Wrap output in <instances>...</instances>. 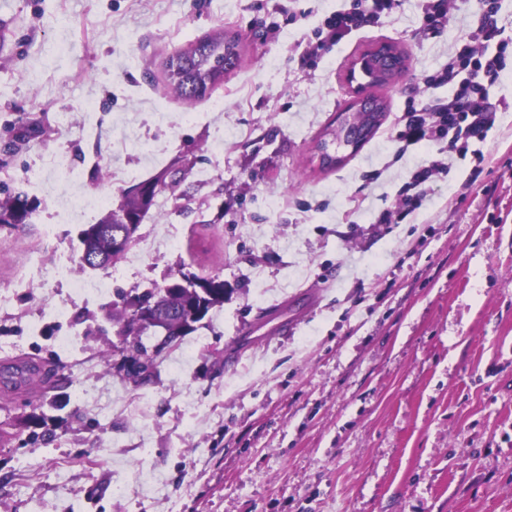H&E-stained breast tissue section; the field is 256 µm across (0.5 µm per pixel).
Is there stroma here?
<instances>
[{"label":"stroma","instance_id":"stroma-1","mask_svg":"<svg viewBox=\"0 0 512 512\" xmlns=\"http://www.w3.org/2000/svg\"><path fill=\"white\" fill-rule=\"evenodd\" d=\"M341 5L0 0V179L24 188L34 166L45 178L28 193V229L0 231V286L24 273L22 246L78 255L79 223L56 216L72 192L51 165L63 152L83 190L113 207L172 162L191 167L184 198L138 229L161 240L158 255L112 267L113 288L140 294L183 268L231 290L139 389L104 319L112 295L86 302L64 281L15 295L0 311V365L52 362L69 331L88 360L110 358L96 403L70 397L46 421L40 382H0V422L14 425L0 444V512H512V110L452 155L419 209L381 223L430 152L397 156V122L408 100L431 97L425 76L477 18L470 0H452L432 38L419 0H400L307 62L306 41ZM220 28L239 35V66L212 98L167 93L165 59ZM383 43L404 52L402 75L373 85L351 74ZM357 85L389 110L371 139L332 146L340 162L321 168L314 146ZM32 121L42 133L5 151ZM101 163L119 180L105 184ZM59 301L72 323L26 335V320ZM254 325L258 341L236 348ZM33 432L50 439L29 444ZM120 476L137 478L135 494L113 495Z\"/></svg>","mask_w":512,"mask_h":512}]
</instances>
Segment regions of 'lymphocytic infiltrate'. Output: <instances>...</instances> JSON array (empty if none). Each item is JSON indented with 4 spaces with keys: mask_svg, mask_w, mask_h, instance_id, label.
<instances>
[{
    "mask_svg": "<svg viewBox=\"0 0 512 512\" xmlns=\"http://www.w3.org/2000/svg\"><path fill=\"white\" fill-rule=\"evenodd\" d=\"M398 5L399 0H351L326 18L324 31L307 45L308 55H319L325 46L338 44L352 31L390 18ZM476 9V27L456 43L447 63L425 78L428 88H448V95L408 103L395 135L402 148L444 142L449 152H465L470 142L486 139L498 113L512 109L506 99L494 101L489 96L490 87L501 82L512 55V44L503 39L504 29L498 24L499 0H478ZM447 171L448 161L440 153L411 171L401 189L403 207L384 215L383 223L403 220L419 208L427 197L430 179Z\"/></svg>",
    "mask_w": 512,
    "mask_h": 512,
    "instance_id": "f902f5d3",
    "label": "lymphocytic infiltrate"
}]
</instances>
